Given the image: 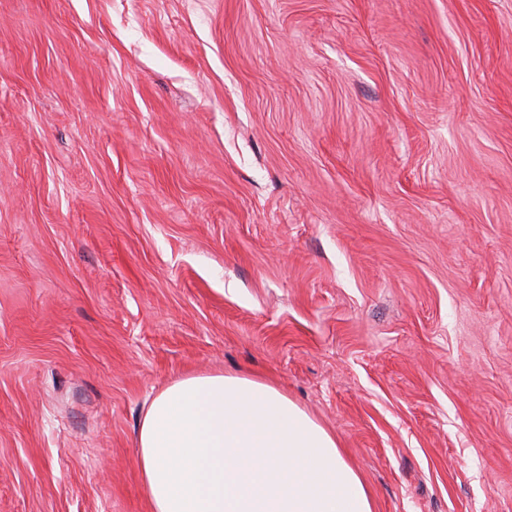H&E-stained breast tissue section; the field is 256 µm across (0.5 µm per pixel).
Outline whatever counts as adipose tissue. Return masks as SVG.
<instances>
[{"label": "adipose tissue", "instance_id": "obj_1", "mask_svg": "<svg viewBox=\"0 0 512 512\" xmlns=\"http://www.w3.org/2000/svg\"><path fill=\"white\" fill-rule=\"evenodd\" d=\"M151 512H372L335 437L272 384L178 378L137 432Z\"/></svg>", "mask_w": 512, "mask_h": 512}]
</instances>
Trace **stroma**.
I'll return each instance as SVG.
<instances>
[{
	"label": "stroma",
	"instance_id": "35a3bbf8",
	"mask_svg": "<svg viewBox=\"0 0 512 512\" xmlns=\"http://www.w3.org/2000/svg\"><path fill=\"white\" fill-rule=\"evenodd\" d=\"M223 372L374 512H512V0H0V512H150Z\"/></svg>",
	"mask_w": 512,
	"mask_h": 512
}]
</instances>
